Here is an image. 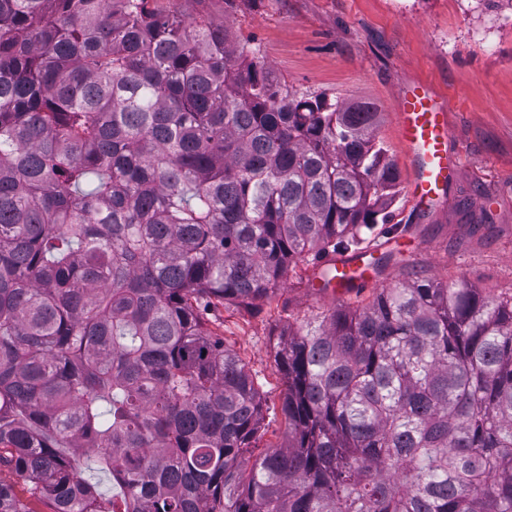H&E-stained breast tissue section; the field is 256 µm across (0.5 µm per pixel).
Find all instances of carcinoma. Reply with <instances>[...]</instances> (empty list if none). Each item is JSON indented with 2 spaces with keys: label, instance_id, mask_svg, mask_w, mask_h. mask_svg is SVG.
Segmentation results:
<instances>
[{
  "label": "carcinoma",
  "instance_id": "carcinoma-1",
  "mask_svg": "<svg viewBox=\"0 0 512 512\" xmlns=\"http://www.w3.org/2000/svg\"><path fill=\"white\" fill-rule=\"evenodd\" d=\"M155 2L0 0V512H512V299L463 279L288 332L253 458L201 312L362 250L399 173L370 103Z\"/></svg>",
  "mask_w": 512,
  "mask_h": 512
}]
</instances>
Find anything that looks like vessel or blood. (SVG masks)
I'll return each mask as SVG.
<instances>
[{
    "mask_svg": "<svg viewBox=\"0 0 512 512\" xmlns=\"http://www.w3.org/2000/svg\"><path fill=\"white\" fill-rule=\"evenodd\" d=\"M395 120L410 169L409 197L416 209L428 210L460 164L458 153L448 148L446 112L428 86L415 84L402 92ZM333 265L339 289L349 282L366 286L375 278L359 258H339Z\"/></svg>",
    "mask_w": 512,
    "mask_h": 512,
    "instance_id": "obj_1",
    "label": "vessel or blood"
}]
</instances>
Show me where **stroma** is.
<instances>
[{"instance_id":"35a3bbf8","label":"stroma","mask_w":512,"mask_h":512,"mask_svg":"<svg viewBox=\"0 0 512 512\" xmlns=\"http://www.w3.org/2000/svg\"><path fill=\"white\" fill-rule=\"evenodd\" d=\"M213 18L239 42L259 45L264 62L290 88L345 102L367 99L377 136L408 181L393 114L408 85L428 84L448 114V147L461 168L427 212L400 194L390 225H377L369 249L393 254L378 287L338 298L313 287L314 270L290 271L258 310L217 307L210 328L258 380L264 421L258 448L286 439L280 413L286 382L273 360L281 335L338 304L371 301L378 288L431 277L463 279L492 298L512 297V26L475 44L479 21L468 0H214Z\"/></svg>"}]
</instances>
